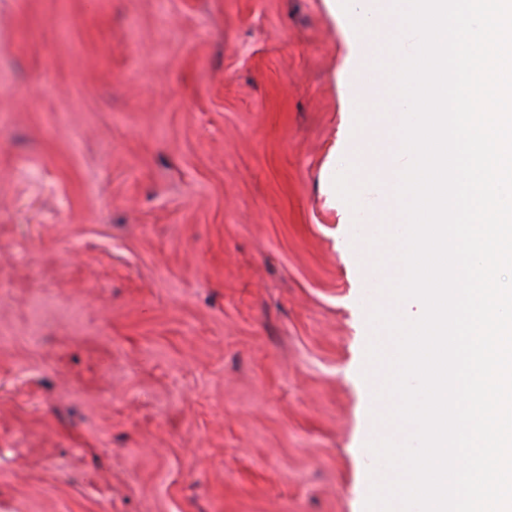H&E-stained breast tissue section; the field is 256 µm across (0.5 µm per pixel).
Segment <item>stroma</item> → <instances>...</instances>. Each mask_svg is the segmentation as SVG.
Listing matches in <instances>:
<instances>
[{
	"label": "stroma",
	"instance_id": "1",
	"mask_svg": "<svg viewBox=\"0 0 512 512\" xmlns=\"http://www.w3.org/2000/svg\"><path fill=\"white\" fill-rule=\"evenodd\" d=\"M356 41L340 0H0V512H361Z\"/></svg>",
	"mask_w": 512,
	"mask_h": 512
}]
</instances>
